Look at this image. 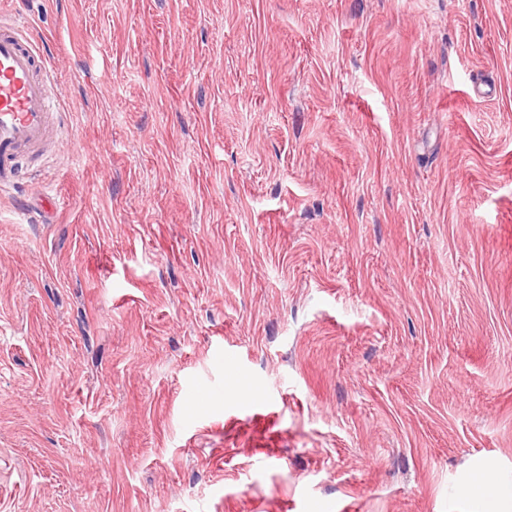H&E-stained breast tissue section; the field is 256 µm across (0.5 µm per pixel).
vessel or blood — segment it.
<instances>
[{"instance_id":"vessel-or-blood-1","label":"vessel or blood","mask_w":512,"mask_h":512,"mask_svg":"<svg viewBox=\"0 0 512 512\" xmlns=\"http://www.w3.org/2000/svg\"><path fill=\"white\" fill-rule=\"evenodd\" d=\"M18 27L0 26V184L13 183L21 158L39 154L51 140L56 114L47 93L46 66Z\"/></svg>"}]
</instances>
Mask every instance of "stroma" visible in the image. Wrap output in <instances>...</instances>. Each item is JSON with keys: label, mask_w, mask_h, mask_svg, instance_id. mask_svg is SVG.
Returning <instances> with one entry per match:
<instances>
[{"label": "stroma", "mask_w": 512, "mask_h": 512, "mask_svg": "<svg viewBox=\"0 0 512 512\" xmlns=\"http://www.w3.org/2000/svg\"><path fill=\"white\" fill-rule=\"evenodd\" d=\"M18 21L0 512H512V0ZM18 27L0 26V184L18 176V163L51 140L55 105L47 93V66Z\"/></svg>", "instance_id": "obj_1"}]
</instances>
